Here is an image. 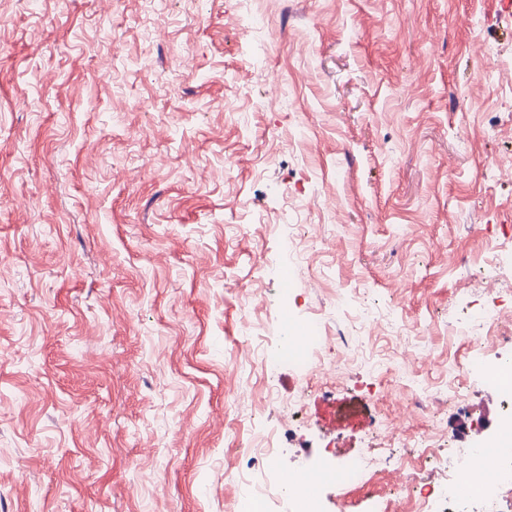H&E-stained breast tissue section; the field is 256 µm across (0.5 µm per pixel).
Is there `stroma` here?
Here are the masks:
<instances>
[{
  "instance_id": "35a3bbf8",
  "label": "stroma",
  "mask_w": 512,
  "mask_h": 512,
  "mask_svg": "<svg viewBox=\"0 0 512 512\" xmlns=\"http://www.w3.org/2000/svg\"><path fill=\"white\" fill-rule=\"evenodd\" d=\"M510 99L503 0H0V512H233L273 425L286 471L421 456L372 438L360 367L282 427L247 312L369 313L376 354L426 353L391 417L422 395L469 447L431 384L494 426L453 329L512 308Z\"/></svg>"
}]
</instances>
